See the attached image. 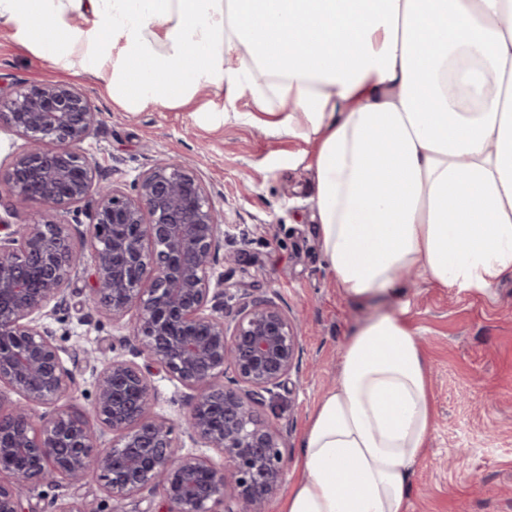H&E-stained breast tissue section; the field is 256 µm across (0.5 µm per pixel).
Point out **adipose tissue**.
<instances>
[{
    "label": "adipose tissue",
    "mask_w": 512,
    "mask_h": 512,
    "mask_svg": "<svg viewBox=\"0 0 512 512\" xmlns=\"http://www.w3.org/2000/svg\"><path fill=\"white\" fill-rule=\"evenodd\" d=\"M0 26L126 111L207 86L313 144L316 232L350 299L400 296L413 269L484 292L512 269V0H0ZM426 373L403 319L350 336L285 512H408Z\"/></svg>",
    "instance_id": "obj_1"
}]
</instances>
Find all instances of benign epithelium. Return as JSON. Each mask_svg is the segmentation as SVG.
I'll list each match as a JSON object with an SVG mask.
<instances>
[{
    "mask_svg": "<svg viewBox=\"0 0 512 512\" xmlns=\"http://www.w3.org/2000/svg\"><path fill=\"white\" fill-rule=\"evenodd\" d=\"M96 124L70 83L0 97V128L25 140L3 178L12 208L40 207L31 224L0 217V387L19 396L0 393V512H24L18 490L33 483L89 477L116 499L158 493L168 512H268L287 461L280 430L256 405L288 379L297 328L273 301L246 292L224 318L221 229L205 183L167 159L129 192L104 181L83 147ZM92 195L81 230L67 214ZM87 250L89 300L115 323L130 318L133 355L189 390L177 420L191 447L217 450L223 465L182 452L174 419L156 412L158 392L131 360H99L90 412L42 411L74 385L46 319Z\"/></svg>",
    "mask_w": 512,
    "mask_h": 512,
    "instance_id": "1",
    "label": "benign epithelium"
}]
</instances>
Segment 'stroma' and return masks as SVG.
<instances>
[{"label": "stroma", "mask_w": 512, "mask_h": 512, "mask_svg": "<svg viewBox=\"0 0 512 512\" xmlns=\"http://www.w3.org/2000/svg\"><path fill=\"white\" fill-rule=\"evenodd\" d=\"M63 77L0 28V91ZM71 82L99 114L84 147L102 173L128 188L158 157L189 163L223 215L225 249L238 253L235 264L217 263L216 274L232 291L271 299L297 324L296 367L277 398L287 482L301 476L305 427L336 384L348 337L378 315L400 314L420 340L434 407L425 455L412 470L409 512H512V273L487 292L444 288L415 275L400 302L347 299L316 234L314 174L300 160L310 146L251 122L250 97L229 102L203 89L188 108L128 112L100 81L79 75ZM49 324L75 378L71 405L89 411L88 359L131 358L123 342L128 329L94 308L81 274L72 276ZM21 495L26 512H50L54 500L74 495L91 512L167 510L159 495L113 500L95 478L64 488L28 486Z\"/></svg>", "instance_id": "1"}]
</instances>
